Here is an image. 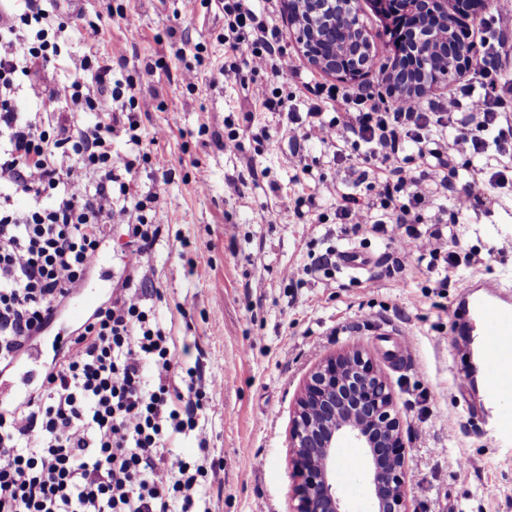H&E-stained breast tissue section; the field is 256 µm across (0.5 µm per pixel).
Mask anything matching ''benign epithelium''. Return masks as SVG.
Segmentation results:
<instances>
[{
  "label": "benign epithelium",
  "instance_id": "1",
  "mask_svg": "<svg viewBox=\"0 0 512 512\" xmlns=\"http://www.w3.org/2000/svg\"><path fill=\"white\" fill-rule=\"evenodd\" d=\"M391 20L386 36L398 42L400 55L416 66L396 64L389 75L395 96H429L437 84L456 75L476 53V44L461 41L432 65L442 38L456 24L475 20L490 0H370ZM296 41L312 64L346 81L365 73L372 40L361 19V0H286ZM352 36L353 49L336 51V31ZM350 442L368 462L371 512H419L411 507L410 477L400 413L391 383L362 349L319 360L296 399L288 433V466L295 484L291 512H349L334 482L339 449Z\"/></svg>",
  "mask_w": 512,
  "mask_h": 512
}]
</instances>
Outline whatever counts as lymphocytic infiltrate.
Returning <instances> with one entry per match:
<instances>
[{"label": "lymphocytic infiltrate", "instance_id": "1", "mask_svg": "<svg viewBox=\"0 0 512 512\" xmlns=\"http://www.w3.org/2000/svg\"><path fill=\"white\" fill-rule=\"evenodd\" d=\"M219 2L222 76L235 79L246 68L257 77L247 88L252 109L244 121L286 110V97L259 80L295 69L271 16L251 0ZM510 18L512 0H494L478 28L484 53L474 82L440 98L385 101L363 89L336 92L303 81L305 138L351 146L337 162L347 164L354 185L368 182L375 191L368 200L323 184L340 196L336 218L345 232L369 228L427 268L452 271L448 220L432 204L437 194H450L459 216L506 180L498 170L458 190L452 178L458 154L512 149V93L498 87L506 53L501 28ZM68 30L96 36L102 28L81 12L54 14L44 0H17L0 11V371L20 360L79 287L113 221L125 222L137 259L109 303L80 325L61 362L45 370L37 395L0 404V512H210L207 459L189 462L170 449L198 431L206 393L193 370L174 387L180 362L147 304L157 290L139 261L160 237L165 215L156 194L136 198L126 180L140 160L165 166L139 133L138 115L153 109L154 99L131 100L128 113L116 115L113 104L124 93L112 83L108 54H85L81 76L62 89L33 79V69L59 57L57 39ZM22 98L33 111H20ZM49 122L54 131H46ZM119 129L130 152L116 160L112 137ZM408 144L419 159L414 168L399 162ZM378 206L388 221L373 218Z\"/></svg>", "mask_w": 512, "mask_h": 512}]
</instances>
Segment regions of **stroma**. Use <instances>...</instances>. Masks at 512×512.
Returning a JSON list of instances; mask_svg holds the SVG:
<instances>
[{
    "instance_id": "1",
    "label": "stroma",
    "mask_w": 512,
    "mask_h": 512,
    "mask_svg": "<svg viewBox=\"0 0 512 512\" xmlns=\"http://www.w3.org/2000/svg\"><path fill=\"white\" fill-rule=\"evenodd\" d=\"M88 19H102L93 41L63 35V66L39 77L52 88L68 83L88 49L112 56V80L133 83L157 99H179L177 109L142 112L140 132L166 161L169 183L158 204L162 235L143 257L161 294L156 312L184 367L221 379L209 392L201 424L210 460L206 495L211 512H288L294 480L288 467V429L297 393L322 357L351 348L370 353L394 389L408 448L411 495L421 512H512V449L490 431L483 413V381L448 339L457 299L471 279L512 286V183L491 188L483 206L449 225V250L462 262L447 288L440 270L415 254L395 250L373 234L350 237L336 222V199L323 194L316 209L294 214L302 189L319 179L352 191L335 147L311 138L293 146L288 116L259 112L246 126L240 82L223 78L224 15L216 0H79ZM298 70L317 83L333 75L316 69L295 41L284 0H272ZM362 19L374 32L375 65L361 84L387 91L398 55L383 37L386 25L369 0ZM207 48L196 91L180 80ZM266 128L269 141L254 140ZM161 139H154L156 130ZM236 133L242 146L222 142ZM312 166L302 170L298 155ZM205 169L207 189L196 183ZM240 182L239 193L229 182ZM370 256L363 270L322 265L327 252ZM105 261L86 277V289L106 302L133 256L126 226L113 223ZM299 269L288 280L289 269ZM411 337L415 362L399 358V337Z\"/></svg>"
}]
</instances>
